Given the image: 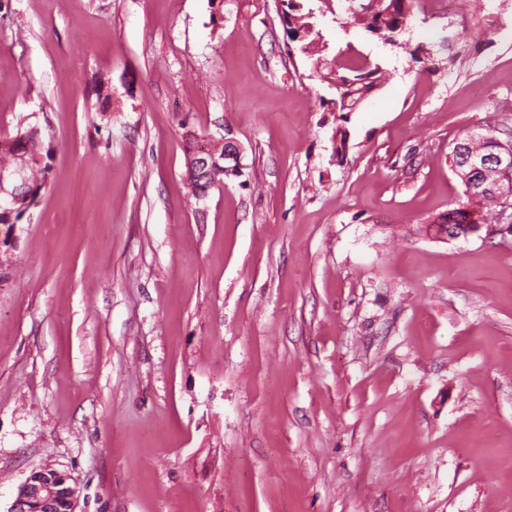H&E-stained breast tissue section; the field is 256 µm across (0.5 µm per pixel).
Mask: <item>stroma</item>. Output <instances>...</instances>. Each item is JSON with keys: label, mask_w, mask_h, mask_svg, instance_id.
I'll return each mask as SVG.
<instances>
[{"label": "stroma", "mask_w": 512, "mask_h": 512, "mask_svg": "<svg viewBox=\"0 0 512 512\" xmlns=\"http://www.w3.org/2000/svg\"><path fill=\"white\" fill-rule=\"evenodd\" d=\"M308 3L291 52L277 0H0V137L51 151L0 224V512L42 469L76 512H512V237L420 231L512 133V0L398 47ZM188 129L244 149L201 200ZM336 97L327 102L329 112H352L377 86L379 68H371L357 56L341 53L336 58ZM340 70L355 73L352 77L340 74ZM340 82V83H339Z\"/></svg>", "instance_id": "35a3bbf8"}]
</instances>
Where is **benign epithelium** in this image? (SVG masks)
Wrapping results in <instances>:
<instances>
[{"label":"benign epithelium","mask_w":512,"mask_h":512,"mask_svg":"<svg viewBox=\"0 0 512 512\" xmlns=\"http://www.w3.org/2000/svg\"><path fill=\"white\" fill-rule=\"evenodd\" d=\"M477 137L457 142L454 151L458 164L452 167L464 187L465 197L476 200L493 195L500 203L499 216L509 215L505 224H453L443 218L442 229L432 225L428 235L442 240L468 238L479 231L487 235L512 236V150L503 148L492 152L479 151L474 142ZM241 145L226 139L206 151L193 155L192 171L200 181H208L222 174L229 178L241 174ZM28 181L7 189L5 175L0 173V206L8 208L27 193ZM75 493L68 484V477L52 469L33 472L20 487L9 512H75Z\"/></svg>","instance_id":"1"}]
</instances>
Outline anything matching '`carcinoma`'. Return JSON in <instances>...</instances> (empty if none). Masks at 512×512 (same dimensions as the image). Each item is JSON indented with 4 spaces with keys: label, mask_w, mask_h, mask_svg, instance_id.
<instances>
[{
    "label": "carcinoma",
    "mask_w": 512,
    "mask_h": 512,
    "mask_svg": "<svg viewBox=\"0 0 512 512\" xmlns=\"http://www.w3.org/2000/svg\"><path fill=\"white\" fill-rule=\"evenodd\" d=\"M287 19L286 33L292 42L298 40L300 33H306L310 42L320 32L312 22L313 9L306 7L305 0H279ZM418 0H367L360 5L361 13L350 14L352 23L363 26L366 31L376 34L390 44L398 43L402 28L416 9ZM336 97L327 102L331 112H351L377 86L380 80L379 68L366 65L357 56L341 54L336 60ZM40 139V130L30 127L19 129L13 136L0 140V169L18 170L26 176L40 173V182L30 181L25 198L8 209L0 208V224H10L19 220L35 205L38 192L50 172L47 159L50 153L43 155L36 151Z\"/></svg>",
    "instance_id": "carcinoma-1"
}]
</instances>
